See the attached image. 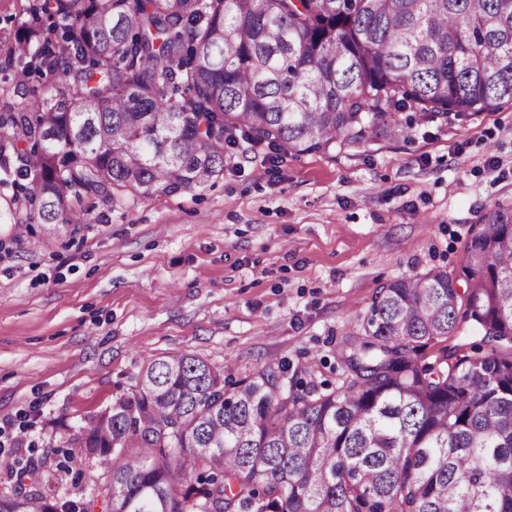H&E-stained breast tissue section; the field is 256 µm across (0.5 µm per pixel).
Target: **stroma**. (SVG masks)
Segmentation results:
<instances>
[{"mask_svg":"<svg viewBox=\"0 0 512 512\" xmlns=\"http://www.w3.org/2000/svg\"><path fill=\"white\" fill-rule=\"evenodd\" d=\"M227 152L204 188L99 200L52 238L7 223L23 193L0 171L1 450L63 447L149 356L336 383L375 291L458 272L483 211L512 206L510 104L326 153Z\"/></svg>","mask_w":512,"mask_h":512,"instance_id":"stroma-1","label":"stroma"}]
</instances>
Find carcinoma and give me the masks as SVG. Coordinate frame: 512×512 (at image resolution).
Segmentation results:
<instances>
[{"mask_svg": "<svg viewBox=\"0 0 512 512\" xmlns=\"http://www.w3.org/2000/svg\"><path fill=\"white\" fill-rule=\"evenodd\" d=\"M7 49L21 106L0 169L51 234L90 201L204 187L224 143L286 155L512 104V0H40ZM38 78L42 84L29 87ZM466 289L458 288V281ZM467 323L487 351L426 349ZM338 384L235 382L145 362L69 444L100 469L60 499L49 455L0 457V512H512V208L481 215L458 275L374 294Z\"/></svg>", "mask_w": 512, "mask_h": 512, "instance_id": "carcinoma-1", "label": "carcinoma"}]
</instances>
